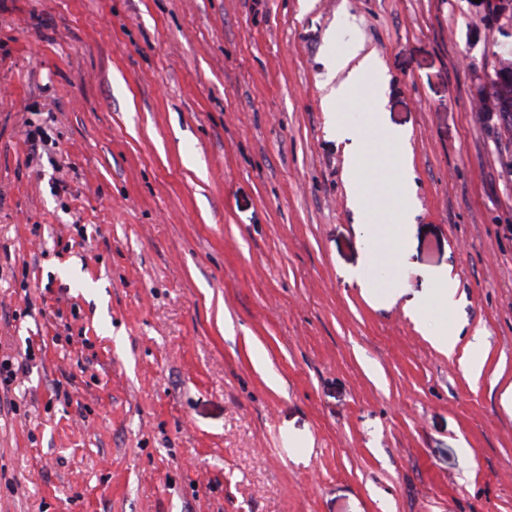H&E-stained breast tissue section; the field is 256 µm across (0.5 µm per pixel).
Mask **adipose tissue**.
<instances>
[{
  "label": "adipose tissue",
  "mask_w": 512,
  "mask_h": 512,
  "mask_svg": "<svg viewBox=\"0 0 512 512\" xmlns=\"http://www.w3.org/2000/svg\"><path fill=\"white\" fill-rule=\"evenodd\" d=\"M361 46L356 41H348L345 50L336 52L333 58L335 72L343 73L344 78L336 88L331 89L327 100L339 104L352 98L361 89L366 76L378 70L379 64L372 55L360 52ZM337 133L340 138H349L356 142L357 147L352 151L347 168V179L351 184L350 201L354 208L367 212L372 208L371 200L360 186V180L367 166L364 148H361L362 133L357 128L342 124ZM383 137L388 145L389 166L394 172L393 178L387 185V191L392 198L391 206L380 212L379 217L386 223L392 224L394 231L390 237L393 249H400L409 238L411 232L410 220L414 209V192L411 187L410 160L407 147L408 136L400 130H386ZM457 286L448 276H439L432 291L424 301L413 310L418 323L427 324L434 319L446 316L448 310L456 304Z\"/></svg>",
  "instance_id": "adipose-tissue-1"
}]
</instances>
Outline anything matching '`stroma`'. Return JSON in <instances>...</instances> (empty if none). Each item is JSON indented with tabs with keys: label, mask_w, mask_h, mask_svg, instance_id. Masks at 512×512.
Returning a JSON list of instances; mask_svg holds the SVG:
<instances>
[{
	"label": "stroma",
	"mask_w": 512,
	"mask_h": 512,
	"mask_svg": "<svg viewBox=\"0 0 512 512\" xmlns=\"http://www.w3.org/2000/svg\"><path fill=\"white\" fill-rule=\"evenodd\" d=\"M351 39L410 134L396 263L323 106ZM507 50L488 0H0V512H512ZM489 102H492L496 112H499L506 130L511 131L512 125L503 117L501 112L504 106L512 102V58L511 55H503L498 59L494 75L491 77L486 92L480 97L477 105L479 112L489 110ZM510 114L512 120V112ZM457 286L448 275H440L435 287L424 301L413 309V315L420 324H428L436 318L446 316L456 304Z\"/></svg>",
	"instance_id": "35a3bbf8"
}]
</instances>
